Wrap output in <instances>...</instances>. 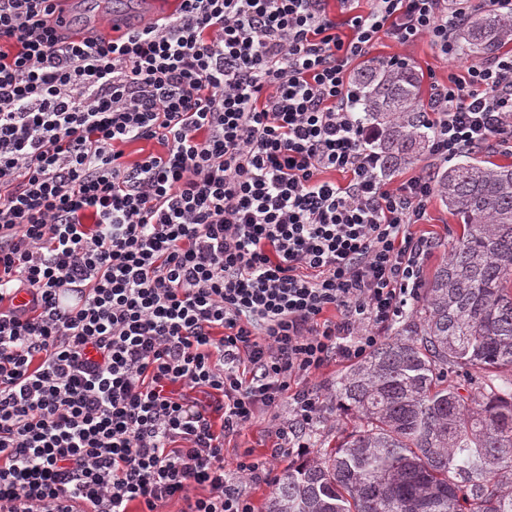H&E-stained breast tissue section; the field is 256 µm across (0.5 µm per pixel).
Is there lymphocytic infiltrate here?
<instances>
[{
    "label": "lymphocytic infiltrate",
    "instance_id": "obj_1",
    "mask_svg": "<svg viewBox=\"0 0 512 512\" xmlns=\"http://www.w3.org/2000/svg\"><path fill=\"white\" fill-rule=\"evenodd\" d=\"M52 2L0 0V512H255L235 476L270 471L226 472L225 437L287 397L316 421L303 381L421 287L433 179L384 182L350 64L383 36L454 60L512 0H371L347 39L327 0H182L80 41ZM429 107L433 157L511 149L512 56Z\"/></svg>",
    "mask_w": 512,
    "mask_h": 512
}]
</instances>
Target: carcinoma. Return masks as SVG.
Here are the masks:
<instances>
[{
	"instance_id": "1",
	"label": "carcinoma",
	"mask_w": 512,
	"mask_h": 512,
	"mask_svg": "<svg viewBox=\"0 0 512 512\" xmlns=\"http://www.w3.org/2000/svg\"><path fill=\"white\" fill-rule=\"evenodd\" d=\"M457 37L464 57H495L512 13L475 12ZM350 84L384 169L414 162L431 137L416 68L370 61ZM435 188L463 232L394 332L336 377L355 426L289 464L263 512H512V165L458 163Z\"/></svg>"
}]
</instances>
